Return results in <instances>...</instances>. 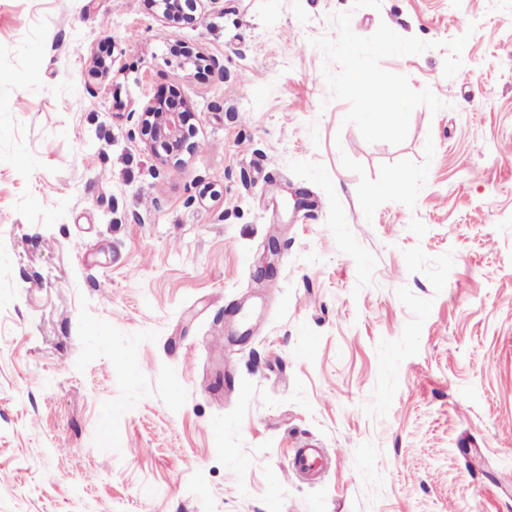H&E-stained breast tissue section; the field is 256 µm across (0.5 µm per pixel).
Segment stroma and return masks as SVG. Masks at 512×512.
<instances>
[{"label": "stroma", "instance_id": "obj_1", "mask_svg": "<svg viewBox=\"0 0 512 512\" xmlns=\"http://www.w3.org/2000/svg\"><path fill=\"white\" fill-rule=\"evenodd\" d=\"M148 2L0 0V512H512V0ZM344 11L434 44L401 145L329 97ZM190 112L179 109L156 112L148 103L139 116V129L145 142L161 163L180 162V156L191 152L187 124ZM290 464L298 475L312 476L328 469L331 459L323 448H297Z\"/></svg>", "mask_w": 512, "mask_h": 512}]
</instances>
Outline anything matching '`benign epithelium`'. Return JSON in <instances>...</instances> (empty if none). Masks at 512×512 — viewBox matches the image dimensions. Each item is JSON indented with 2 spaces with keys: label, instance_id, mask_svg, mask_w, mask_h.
I'll list each match as a JSON object with an SVG mask.
<instances>
[{
  "label": "benign epithelium",
  "instance_id": "1",
  "mask_svg": "<svg viewBox=\"0 0 512 512\" xmlns=\"http://www.w3.org/2000/svg\"><path fill=\"white\" fill-rule=\"evenodd\" d=\"M190 113L174 109L158 112L153 104H147L139 116V129L145 142L162 163L177 161L191 152L187 124Z\"/></svg>",
  "mask_w": 512,
  "mask_h": 512
}]
</instances>
